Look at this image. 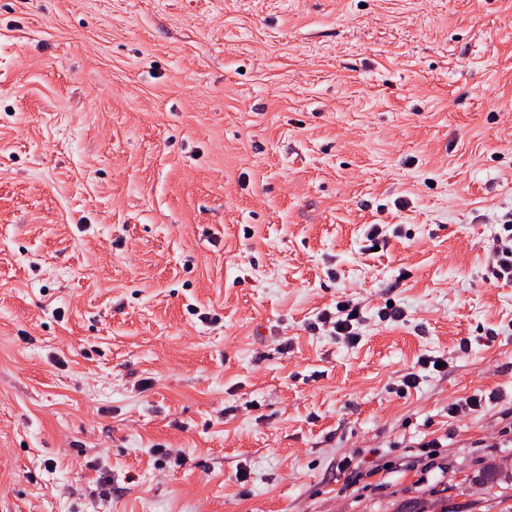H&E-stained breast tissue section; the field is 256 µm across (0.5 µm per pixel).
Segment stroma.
I'll use <instances>...</instances> for the list:
<instances>
[{"label": "stroma", "instance_id": "stroma-1", "mask_svg": "<svg viewBox=\"0 0 512 512\" xmlns=\"http://www.w3.org/2000/svg\"><path fill=\"white\" fill-rule=\"evenodd\" d=\"M507 224L512 0H0V512H503ZM510 231L508 243L500 244L496 249V265L493 267L492 275L497 280L512 281V225L507 227ZM337 313L325 312L320 317L322 323L330 324L334 329L336 340H342L347 343H354L359 338L357 332L359 324V313L356 308L349 305H341L336 307ZM357 312L356 316L353 313Z\"/></svg>", "mask_w": 512, "mask_h": 512}]
</instances>
